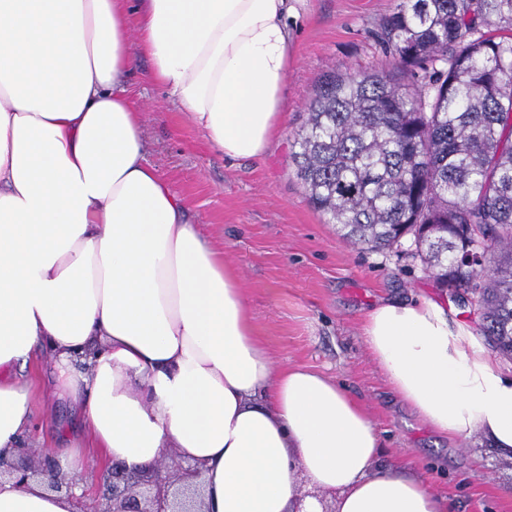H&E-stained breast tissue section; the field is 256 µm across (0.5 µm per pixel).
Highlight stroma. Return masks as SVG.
<instances>
[{"mask_svg":"<svg viewBox=\"0 0 512 512\" xmlns=\"http://www.w3.org/2000/svg\"><path fill=\"white\" fill-rule=\"evenodd\" d=\"M397 0H306L290 26L293 58L283 129L264 156L225 159L154 80L147 56L129 76L141 114L145 159L184 200L203 238L223 249L242 280L259 336L275 367L317 370L343 385L365 408L382 448L379 464L424 476L449 512H512V453L483 437L434 433L391 390L362 340L363 319L380 301L432 299L449 323L464 324L484 344L477 309L436 287L420 261L396 250L347 244L336 224L309 204L291 159L314 89L326 73L373 71L393 62L377 41ZM53 360L32 361L34 447L58 446V423L79 428L67 399L44 395Z\"/></svg>","mask_w":512,"mask_h":512,"instance_id":"stroma-1","label":"stroma"}]
</instances>
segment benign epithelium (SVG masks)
Segmentation results:
<instances>
[{
  "label": "benign epithelium",
  "mask_w": 512,
  "mask_h": 512,
  "mask_svg": "<svg viewBox=\"0 0 512 512\" xmlns=\"http://www.w3.org/2000/svg\"><path fill=\"white\" fill-rule=\"evenodd\" d=\"M36 452L38 449L30 448L21 450L15 458L0 456V478H7L19 487L28 486L42 475L30 458ZM165 466L164 459L148 472L113 464L103 473L104 492L94 512H202L201 502L197 500L204 482L200 464L183 457L175 464L172 475L163 477L160 471ZM48 471L53 478L47 488L74 497L77 480L62 477L51 467Z\"/></svg>",
  "instance_id": "7a95c632"
}]
</instances>
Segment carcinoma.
I'll use <instances>...</instances> for the list:
<instances>
[{"label": "carcinoma", "mask_w": 512, "mask_h": 512, "mask_svg": "<svg viewBox=\"0 0 512 512\" xmlns=\"http://www.w3.org/2000/svg\"><path fill=\"white\" fill-rule=\"evenodd\" d=\"M512 0H398L392 71L326 74L292 159L354 246L413 237L438 287L476 296L512 360Z\"/></svg>", "instance_id": "1"}]
</instances>
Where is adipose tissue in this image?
I'll return each instance as SVG.
<instances>
[{
  "mask_svg": "<svg viewBox=\"0 0 512 512\" xmlns=\"http://www.w3.org/2000/svg\"><path fill=\"white\" fill-rule=\"evenodd\" d=\"M302 2L0 0V453L31 429L18 373L46 351L91 447L146 470L176 449L204 470L206 512H320L304 483L333 512H448L417 474L379 466L343 386L274 367L238 270L145 161L135 52L225 158H256L288 108ZM363 340L431 430L512 452V374L443 304L380 303ZM48 482L0 480V512H74Z\"/></svg>",
  "mask_w": 512,
  "mask_h": 512,
  "instance_id": "adipose-tissue-1",
  "label": "adipose tissue"
}]
</instances>
